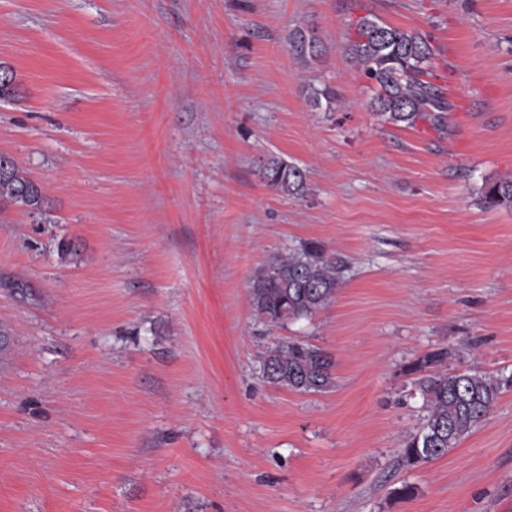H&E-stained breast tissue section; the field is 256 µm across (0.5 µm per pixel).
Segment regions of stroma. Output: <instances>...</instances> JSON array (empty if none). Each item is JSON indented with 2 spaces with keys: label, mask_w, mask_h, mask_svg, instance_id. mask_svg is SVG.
<instances>
[{
  "label": "stroma",
  "mask_w": 512,
  "mask_h": 512,
  "mask_svg": "<svg viewBox=\"0 0 512 512\" xmlns=\"http://www.w3.org/2000/svg\"><path fill=\"white\" fill-rule=\"evenodd\" d=\"M366 16L434 36L444 126L375 112L345 49ZM1 66L0 153L44 205L0 214V512H512V388L399 461L413 362L512 374V209L480 202L512 176V0H0ZM271 154L303 196L258 178ZM310 241L336 297L267 330L251 280ZM295 337L331 390L263 381ZM319 48L320 45L313 35H306L300 30L294 33L290 39V50L299 57L316 56L320 51ZM259 175L267 187L279 194L300 196L305 192V170L283 157L272 155L264 160Z\"/></svg>",
  "instance_id": "obj_1"
}]
</instances>
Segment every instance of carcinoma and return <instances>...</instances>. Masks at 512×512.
<instances>
[{
    "label": "carcinoma",
    "instance_id": "1",
    "mask_svg": "<svg viewBox=\"0 0 512 512\" xmlns=\"http://www.w3.org/2000/svg\"><path fill=\"white\" fill-rule=\"evenodd\" d=\"M320 45L311 34L297 31L290 50L313 57ZM346 50L373 81L375 107L385 120L407 128L419 121L440 125L453 103L444 90L428 81L429 64L436 48L432 36L407 31L364 18L358 37ZM259 175L265 185L285 196H300L306 189V172L287 159L272 155L263 161ZM44 199L40 188L24 177L13 158L0 154V211L16 206L34 214ZM487 208L512 207V177L488 183L482 190ZM342 261L328 255L317 243L275 258L254 276L248 297L256 317L270 330L312 318L336 295ZM448 351L425 354L411 368L423 377L414 380L411 394L422 400L425 411L419 429L410 434L400 452L401 464L413 468L438 459L457 447L490 413L500 390L512 378L491 377L477 371H448ZM334 356L307 341L293 339L270 348L260 364L270 384L296 392H322L334 384Z\"/></svg>",
    "mask_w": 512,
    "mask_h": 512
}]
</instances>
